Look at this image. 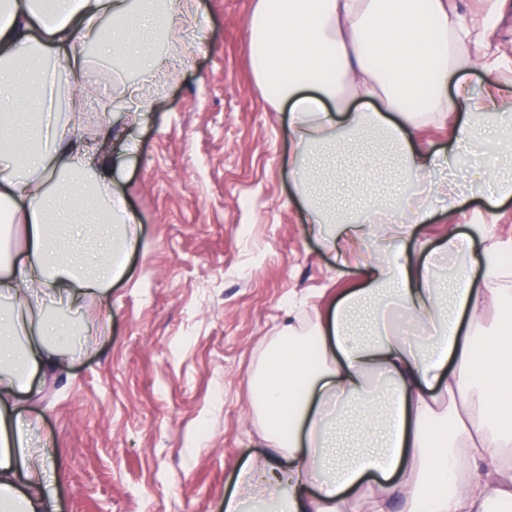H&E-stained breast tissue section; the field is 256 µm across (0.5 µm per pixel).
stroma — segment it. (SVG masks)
<instances>
[{
  "label": "stroma",
  "instance_id": "35a3bbf8",
  "mask_svg": "<svg viewBox=\"0 0 512 512\" xmlns=\"http://www.w3.org/2000/svg\"><path fill=\"white\" fill-rule=\"evenodd\" d=\"M182 68L145 87L151 121L108 133L140 228L108 305L84 302L87 330L64 369L34 378L31 445L48 449L59 512H224L260 452L250 379L294 306L322 307L358 287L359 269L311 233L291 175L287 112L261 99L245 39L255 0H199ZM91 55L78 140L97 142L117 96ZM434 211L397 245L437 249L449 223L472 241L494 220L512 238V200L473 194Z\"/></svg>",
  "mask_w": 512,
  "mask_h": 512
}]
</instances>
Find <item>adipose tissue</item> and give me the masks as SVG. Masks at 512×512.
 Returning a JSON list of instances; mask_svg holds the SVG:
<instances>
[{"mask_svg":"<svg viewBox=\"0 0 512 512\" xmlns=\"http://www.w3.org/2000/svg\"><path fill=\"white\" fill-rule=\"evenodd\" d=\"M481 2L466 16L457 0H257L246 24L254 77L267 104L290 109L294 187L326 247L337 226L377 220L397 240L418 182L455 200L454 153L421 138L453 112L465 114L455 146L488 159L482 186L512 199V60L489 39L502 0ZM198 15V0H0V102L22 103L29 142L20 175L6 146L16 121L0 119V205L26 237L0 259V512H57L18 406L34 373L64 366L60 344L77 334L46 296L107 301L139 242L106 143L75 141L86 94L49 120L43 92L20 96L30 76L15 63L48 56L76 79L96 47L140 74L120 83L104 125L139 123L146 77L184 65ZM474 69L494 81L473 90ZM374 148L388 154L375 176L392 195L350 183L341 190L355 205L337 206V154ZM481 238L474 250L452 224L436 260L359 253L362 287L277 337L253 380L265 450L243 465V492L224 512H512V239L490 224Z\"/></svg>","mask_w":512,"mask_h":512,"instance_id":"1","label":"adipose tissue"}]
</instances>
